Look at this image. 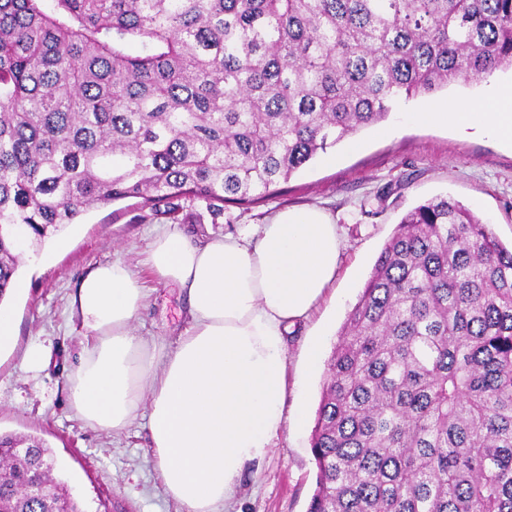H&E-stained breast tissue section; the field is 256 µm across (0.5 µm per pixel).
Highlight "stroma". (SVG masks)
<instances>
[{
	"instance_id": "obj_1",
	"label": "stroma",
	"mask_w": 512,
	"mask_h": 512,
	"mask_svg": "<svg viewBox=\"0 0 512 512\" xmlns=\"http://www.w3.org/2000/svg\"><path fill=\"white\" fill-rule=\"evenodd\" d=\"M510 83L512 72L503 71L486 81L398 100L387 120L355 134L357 150H350L353 142H341L275 194L225 204L216 220L204 203L189 200L181 201L175 222L163 208L134 198L85 213L46 240L45 249L57 253L52 264H20L24 288L9 302L18 319L16 345L0 351V432L34 436L52 448L56 473L84 512H177L158 479L146 414L115 434L91 426L69 407V376L83 335L71 308L79 281L98 264L122 260L150 293L135 322L138 333L171 342L186 325L187 304L179 285L159 281L145 264L157 228L171 226L203 242L265 223L282 209L317 207L339 224L343 248L335 283L288 337L286 404L305 403L307 419L299 426L286 423L269 455L246 466L232 503L233 512H306L316 487L311 435L325 372L308 371L304 351L317 339L324 355H331L404 215L426 200L448 196L490 224L504 245L512 244V146L450 125L416 123L409 115L439 102L478 100L491 86ZM32 345L42 349V365L26 360Z\"/></svg>"
}]
</instances>
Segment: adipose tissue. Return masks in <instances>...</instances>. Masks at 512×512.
I'll return each instance as SVG.
<instances>
[{
  "mask_svg": "<svg viewBox=\"0 0 512 512\" xmlns=\"http://www.w3.org/2000/svg\"><path fill=\"white\" fill-rule=\"evenodd\" d=\"M483 102L413 113L512 144V86ZM338 227L323 210L284 209L239 234L197 243L160 231L147 264L187 298L174 343L147 340L134 320L147 299L119 261L82 277L73 305L85 342L68 386L72 411L115 433L147 410L152 454L181 512H225L247 464L262 461L284 426L287 339L336 279Z\"/></svg>",
  "mask_w": 512,
  "mask_h": 512,
  "instance_id": "1",
  "label": "adipose tissue"
}]
</instances>
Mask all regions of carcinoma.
Returning a JSON list of instances; mask_svg holds the SVG:
<instances>
[{"label": "carcinoma", "instance_id": "cac0c4a2", "mask_svg": "<svg viewBox=\"0 0 512 512\" xmlns=\"http://www.w3.org/2000/svg\"><path fill=\"white\" fill-rule=\"evenodd\" d=\"M512 70V0H0V302L84 213L252 203L428 96ZM307 512H512V249L409 211L327 363ZM0 512H81L0 434Z\"/></svg>", "mask_w": 512, "mask_h": 512}]
</instances>
